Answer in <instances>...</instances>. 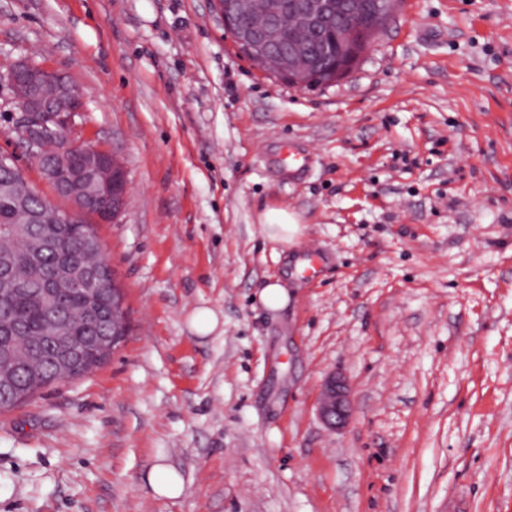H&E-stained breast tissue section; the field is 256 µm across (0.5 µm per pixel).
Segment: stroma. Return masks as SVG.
<instances>
[{"label": "stroma", "mask_w": 512, "mask_h": 512, "mask_svg": "<svg viewBox=\"0 0 512 512\" xmlns=\"http://www.w3.org/2000/svg\"><path fill=\"white\" fill-rule=\"evenodd\" d=\"M20 60L72 80L78 139L125 166L95 230L127 334L0 412V512H512V0H400L310 90L242 59L213 0H0V72ZM10 96L0 154L68 208ZM270 207L301 219L289 246ZM333 374L340 430L318 413ZM161 457L179 499L143 480ZM269 238L282 244H288L299 231L300 221L297 216L283 208H267L261 216ZM319 414L332 428L344 427L350 418L349 389L346 381L331 376L323 387Z\"/></svg>", "instance_id": "obj_1"}]
</instances>
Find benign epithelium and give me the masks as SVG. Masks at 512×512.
Masks as SVG:
<instances>
[{
  "mask_svg": "<svg viewBox=\"0 0 512 512\" xmlns=\"http://www.w3.org/2000/svg\"><path fill=\"white\" fill-rule=\"evenodd\" d=\"M239 54L268 76L299 89L336 84L347 73V61L362 58L372 47L399 0H213ZM11 90L15 112L12 132L38 166L42 177L64 194L71 208L70 223L92 217L109 224L127 194L124 166L111 153L84 145L74 137L75 117L85 111L78 88L65 74L28 62L0 74ZM83 151L82 165H72ZM25 224L39 225V238L25 257L35 263L44 247L61 237L57 226L46 224L42 212L17 200ZM72 252L59 253L54 274L29 293L44 302L73 276ZM25 330L18 317L0 319V341H12ZM319 414L332 428L350 418L346 381L332 376L323 387Z\"/></svg>",
  "mask_w": 512,
  "mask_h": 512,
  "instance_id": "1",
  "label": "benign epithelium"
}]
</instances>
